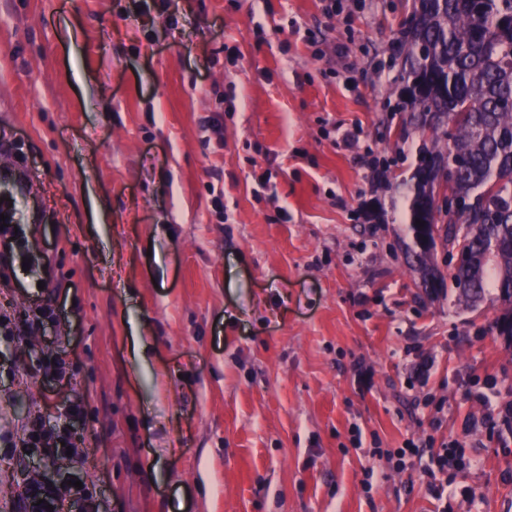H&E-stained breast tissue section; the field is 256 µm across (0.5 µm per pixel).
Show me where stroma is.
<instances>
[{
	"label": "stroma",
	"instance_id": "35a3bbf8",
	"mask_svg": "<svg viewBox=\"0 0 512 512\" xmlns=\"http://www.w3.org/2000/svg\"><path fill=\"white\" fill-rule=\"evenodd\" d=\"M344 2L0 0V196L30 249L0 314L42 318L0 335V512L60 474L99 512H512V425L475 398L512 403L500 306L404 257L421 134L374 63L412 0ZM73 401L77 454L25 449Z\"/></svg>",
	"mask_w": 512,
	"mask_h": 512
}]
</instances>
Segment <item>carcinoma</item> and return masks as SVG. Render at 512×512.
Returning <instances> with one entry per match:
<instances>
[{
	"instance_id": "cac0c4a2",
	"label": "carcinoma",
	"mask_w": 512,
	"mask_h": 512,
	"mask_svg": "<svg viewBox=\"0 0 512 512\" xmlns=\"http://www.w3.org/2000/svg\"><path fill=\"white\" fill-rule=\"evenodd\" d=\"M402 46L399 95L422 133L413 183H404L417 246L410 266L426 288L449 279L467 305L495 293L493 326H512V0H413ZM453 150L467 158L450 185L464 205L448 214L435 197L439 163ZM427 238L463 243L469 263L441 276Z\"/></svg>"
}]
</instances>
